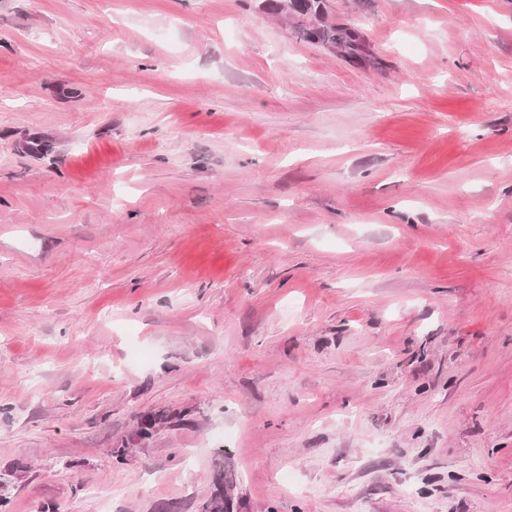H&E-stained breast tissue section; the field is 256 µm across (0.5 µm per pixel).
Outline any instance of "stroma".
<instances>
[{
	"instance_id": "1",
	"label": "stroma",
	"mask_w": 512,
	"mask_h": 512,
	"mask_svg": "<svg viewBox=\"0 0 512 512\" xmlns=\"http://www.w3.org/2000/svg\"><path fill=\"white\" fill-rule=\"evenodd\" d=\"M289 2L0 0L8 512H512V0ZM303 33L312 43L330 44L348 55L353 54L356 48L357 34L351 29L317 24L305 28ZM234 477L231 472L219 466L214 475L213 490L201 504L200 512H241L246 504L241 496L232 493Z\"/></svg>"
}]
</instances>
